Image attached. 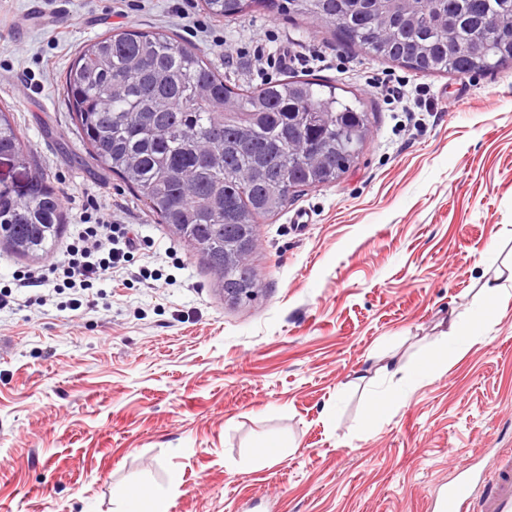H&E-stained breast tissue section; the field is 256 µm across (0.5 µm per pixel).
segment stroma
I'll return each mask as SVG.
<instances>
[{
    "label": "stroma",
    "instance_id": "35a3bbf8",
    "mask_svg": "<svg viewBox=\"0 0 512 512\" xmlns=\"http://www.w3.org/2000/svg\"><path fill=\"white\" fill-rule=\"evenodd\" d=\"M130 26L199 47L230 86L316 78L365 105L354 166L257 224L251 299L225 298L81 143L62 77L80 47ZM380 81L425 107L375 95ZM2 105L64 227L40 260L0 245V289L61 263L93 198L143 247L79 309L47 285L0 310V512H120L130 488L145 490L144 512L157 496L168 512H436L462 464L512 448V300L482 295L512 274V66L424 75L317 24L217 20L201 0H0ZM482 322L464 356L444 345L449 325L463 337ZM443 354L446 372L411 380ZM388 363L400 377L380 374ZM273 440L280 454L259 459Z\"/></svg>",
    "mask_w": 512,
    "mask_h": 512
}]
</instances>
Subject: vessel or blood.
<instances>
[{
	"instance_id": "obj_1",
	"label": "vessel or blood",
	"mask_w": 512,
	"mask_h": 512,
	"mask_svg": "<svg viewBox=\"0 0 512 512\" xmlns=\"http://www.w3.org/2000/svg\"><path fill=\"white\" fill-rule=\"evenodd\" d=\"M437 512H512V451L503 450L491 470H460L441 493Z\"/></svg>"
}]
</instances>
